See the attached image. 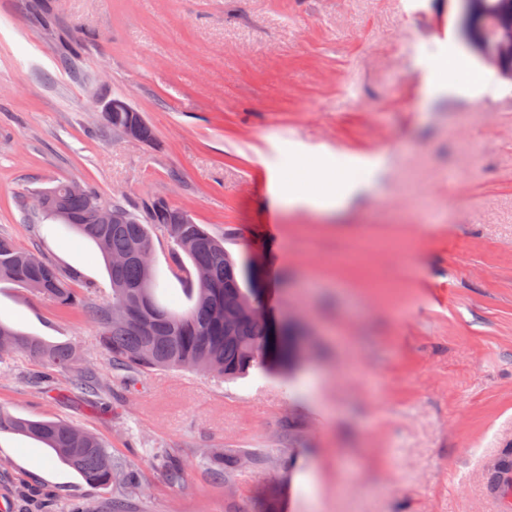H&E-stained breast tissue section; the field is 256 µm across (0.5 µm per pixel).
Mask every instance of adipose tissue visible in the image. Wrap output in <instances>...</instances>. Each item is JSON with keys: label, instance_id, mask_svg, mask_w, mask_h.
<instances>
[{"label": "adipose tissue", "instance_id": "ef3b65f1", "mask_svg": "<svg viewBox=\"0 0 512 512\" xmlns=\"http://www.w3.org/2000/svg\"><path fill=\"white\" fill-rule=\"evenodd\" d=\"M311 171L314 176L313 192L302 198L284 194L280 197L281 202L292 207L302 204L317 209H340L347 206L364 186L363 181L337 171L336 159L331 155L313 158Z\"/></svg>", "mask_w": 512, "mask_h": 512}]
</instances>
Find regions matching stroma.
Here are the masks:
<instances>
[{"label": "stroma", "mask_w": 512, "mask_h": 512, "mask_svg": "<svg viewBox=\"0 0 512 512\" xmlns=\"http://www.w3.org/2000/svg\"><path fill=\"white\" fill-rule=\"evenodd\" d=\"M0 0V233L109 298L74 233L39 242L34 190L77 180L134 214L156 196L233 256L263 236L267 307L309 331L286 372L152 370L88 396L24 354L0 407L98 434L132 486L86 484L36 439L0 433V512H501L489 467L512 449V78L461 36L455 0ZM81 50L65 68L72 39ZM465 54L467 82L439 67ZM127 98L149 142L97 107ZM370 179L342 211L291 207L309 153ZM381 160L380 176L366 163ZM160 302L184 310L152 234ZM0 319L112 367L83 307L0 283ZM242 454L218 477L209 451ZM184 469L173 483L154 450Z\"/></svg>", "instance_id": "stroma-1"}]
</instances>
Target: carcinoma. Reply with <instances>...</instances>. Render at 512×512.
<instances>
[{
    "label": "carcinoma",
    "mask_w": 512,
    "mask_h": 512,
    "mask_svg": "<svg viewBox=\"0 0 512 512\" xmlns=\"http://www.w3.org/2000/svg\"><path fill=\"white\" fill-rule=\"evenodd\" d=\"M486 38H492L498 19L512 15V0H486ZM112 130L122 129L134 118L132 112H104ZM108 208L119 220L101 224L99 210ZM52 224L43 225L42 237L70 228L91 239L107 260L112 301L91 308L96 336L112 367L127 374L154 369H191L234 379L254 367H267L266 359L284 370L290 366L295 337L270 339L269 328L258 321L228 322L233 306L240 300H261L249 288L253 261H236L224 242L192 221L180 223L181 209L163 204L149 206L143 219L124 206L112 202L88 186L75 191L67 182H58L48 193ZM161 231L173 245L175 264L170 272L183 271L191 286L192 306L175 310L161 305V288L156 271H151L147 292L139 294L143 273L134 260L116 265L112 255L131 254L152 247V231ZM73 277L63 274L46 258L18 247L12 238L0 234V282L14 284L62 307L82 303ZM11 339L0 349L1 356L22 352L60 371H70L80 359L69 344H56L39 336H28L0 320V335ZM72 387L98 395L109 384L81 373L70 379ZM23 434L43 442L89 485L110 489L130 484L132 472L115 459L102 439L63 421L23 419L0 408V433ZM493 482L502 494L512 492L511 482H502L499 473H512V456L495 463Z\"/></svg>",
    "instance_id": "cac0c4a2"
}]
</instances>
